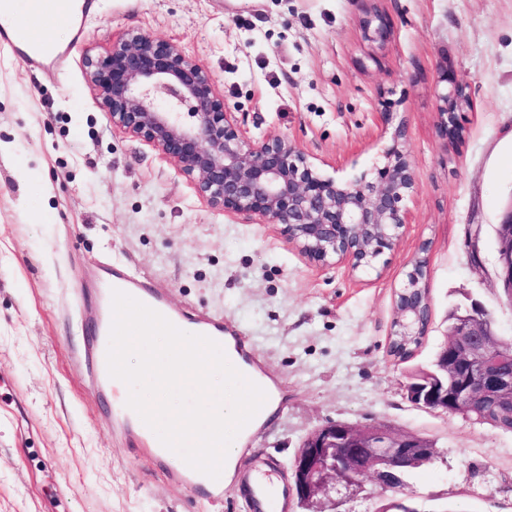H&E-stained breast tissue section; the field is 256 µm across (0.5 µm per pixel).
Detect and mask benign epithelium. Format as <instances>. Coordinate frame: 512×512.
Segmentation results:
<instances>
[{"label":"benign epithelium","mask_w":512,"mask_h":512,"mask_svg":"<svg viewBox=\"0 0 512 512\" xmlns=\"http://www.w3.org/2000/svg\"><path fill=\"white\" fill-rule=\"evenodd\" d=\"M86 80L112 127L146 142L189 179L208 205L224 213L255 216L272 224L308 263L375 270L407 224L406 199L415 172L404 127L395 129L384 162L370 179L323 176L286 137H246L211 74L173 40L129 31L102 54L84 58ZM436 112L441 137L463 134L458 113L469 108L465 88L440 67ZM498 279L512 300V204L497 229ZM427 259L418 258L395 294L393 336L403 337L400 358L412 354L429 318ZM444 368L460 378L451 397L412 398L418 406L456 412L477 421L489 410L509 416L512 337L499 336L482 309L457 316L441 349ZM434 443L391 427L333 422L311 431L290 466L298 502L315 506L336 486L357 487L370 476L384 491L402 481L405 468L430 462Z\"/></svg>","instance_id":"benign-epithelium-1"}]
</instances>
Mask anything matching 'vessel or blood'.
<instances>
[{
	"label": "vessel or blood",
	"instance_id": "vessel-or-blood-1",
	"mask_svg": "<svg viewBox=\"0 0 512 512\" xmlns=\"http://www.w3.org/2000/svg\"><path fill=\"white\" fill-rule=\"evenodd\" d=\"M40 14L48 19H70L72 16L71 0H34L32 11L20 9L17 0H0V46L16 50L27 48L29 61L44 65L53 45V33L48 28L34 27L30 22L31 14ZM111 286L136 298L146 306L157 311L177 328L204 335L216 342L224 340V323L222 320L206 315L186 316L172 312L165 303L160 291L142 287L138 279L131 274L114 275ZM111 329L110 320L98 322L88 339L83 352L78 355L80 364L92 365L94 375L92 382L101 390L111 395H118L120 380L110 376L107 366V351ZM115 421L124 427L127 435L134 438L143 448L146 457L167 453L172 467V474L187 489L203 493L207 498L220 501L224 498L223 480L211 479L191 468L178 454L166 452L155 432L144 422H132L129 407H122L115 413ZM242 482L248 488L247 512H287L288 488L281 485L271 487L266 481L250 473H243Z\"/></svg>",
	"mask_w": 512,
	"mask_h": 512
}]
</instances>
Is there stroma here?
<instances>
[{
    "label": "stroma",
    "instance_id": "stroma-1",
    "mask_svg": "<svg viewBox=\"0 0 512 512\" xmlns=\"http://www.w3.org/2000/svg\"><path fill=\"white\" fill-rule=\"evenodd\" d=\"M390 21L369 42L370 8ZM143 30L179 43L214 78L254 140L285 136L324 174L354 180L404 125L416 188L381 273L314 268L270 225L212 209L151 145L113 128L86 50ZM61 71L0 48V512H246L232 478L220 503L113 429L109 397L75 355L87 312L122 261L190 314L223 317L280 393L237 452L283 467L333 421L433 440L407 483L425 512H512V434L413 404L410 373L444 343L449 315L480 303L512 336L495 228L512 201V0H94L82 32L54 28ZM471 106L464 137L437 129L440 64ZM428 262L430 316L413 355L389 353L394 293ZM372 478L326 512H380Z\"/></svg>",
    "mask_w": 512,
    "mask_h": 512
}]
</instances>
